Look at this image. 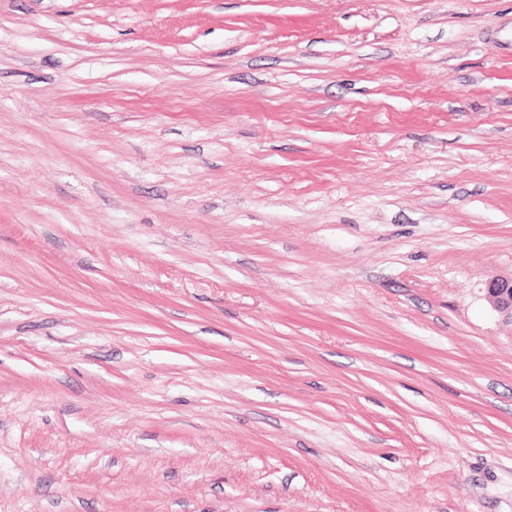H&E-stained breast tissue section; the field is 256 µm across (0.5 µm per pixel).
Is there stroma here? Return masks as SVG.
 Returning a JSON list of instances; mask_svg holds the SVG:
<instances>
[{
    "label": "stroma",
    "instance_id": "35a3bbf8",
    "mask_svg": "<svg viewBox=\"0 0 512 512\" xmlns=\"http://www.w3.org/2000/svg\"><path fill=\"white\" fill-rule=\"evenodd\" d=\"M512 0H0V512H512ZM484 290L492 308L512 320V278L491 279L486 283Z\"/></svg>",
    "mask_w": 512,
    "mask_h": 512
}]
</instances>
